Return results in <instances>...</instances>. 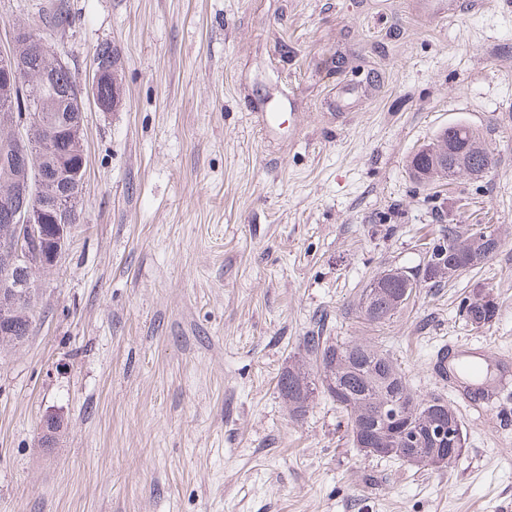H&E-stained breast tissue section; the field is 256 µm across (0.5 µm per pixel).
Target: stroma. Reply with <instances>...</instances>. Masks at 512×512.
<instances>
[{
  "label": "stroma",
  "instance_id": "obj_1",
  "mask_svg": "<svg viewBox=\"0 0 512 512\" xmlns=\"http://www.w3.org/2000/svg\"><path fill=\"white\" fill-rule=\"evenodd\" d=\"M65 3L47 41L80 81L112 43L120 102L85 103V221L0 349V512H512V398L474 405L437 367L454 341L488 378L512 365V0ZM454 124L490 172L417 184ZM469 224L496 229L484 265L364 320L373 279ZM315 331L387 350L456 411L461 455H365L321 393L291 417L277 381Z\"/></svg>",
  "mask_w": 512,
  "mask_h": 512
}]
</instances>
